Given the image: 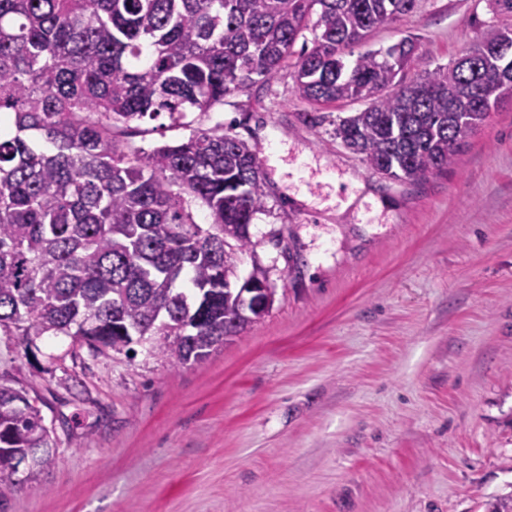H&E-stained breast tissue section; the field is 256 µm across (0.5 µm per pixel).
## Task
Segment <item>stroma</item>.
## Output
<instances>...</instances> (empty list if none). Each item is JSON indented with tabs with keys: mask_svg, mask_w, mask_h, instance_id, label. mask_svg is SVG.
<instances>
[{
	"mask_svg": "<svg viewBox=\"0 0 512 512\" xmlns=\"http://www.w3.org/2000/svg\"><path fill=\"white\" fill-rule=\"evenodd\" d=\"M499 21L487 0H418L363 47L416 38L410 81ZM312 39L196 118L268 157L239 273L266 270L270 310L199 364L0 335V379L43 399L56 443L0 512H487L512 492V97L448 168L389 179L333 134L365 102L306 123Z\"/></svg>",
	"mask_w": 512,
	"mask_h": 512,
	"instance_id": "35a3bbf8",
	"label": "stroma"
}]
</instances>
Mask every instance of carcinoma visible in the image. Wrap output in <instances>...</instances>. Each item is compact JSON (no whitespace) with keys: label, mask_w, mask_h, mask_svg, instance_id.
I'll use <instances>...</instances> for the list:
<instances>
[{"label":"carcinoma","mask_w":512,"mask_h":512,"mask_svg":"<svg viewBox=\"0 0 512 512\" xmlns=\"http://www.w3.org/2000/svg\"><path fill=\"white\" fill-rule=\"evenodd\" d=\"M416 2L0 0V332L69 336L100 354L138 336L179 364L244 332L238 268L266 209L261 169L224 124L202 129L191 114L275 79L310 27L299 94L369 102L337 118L343 146L392 179L443 170L512 93L500 54L512 24L410 84L397 76L414 40L350 52ZM161 116L189 134L149 150L122 140ZM197 204L210 211L206 228ZM38 402L0 384V497L19 459L30 458V480L53 460Z\"/></svg>","instance_id":"obj_1"}]
</instances>
